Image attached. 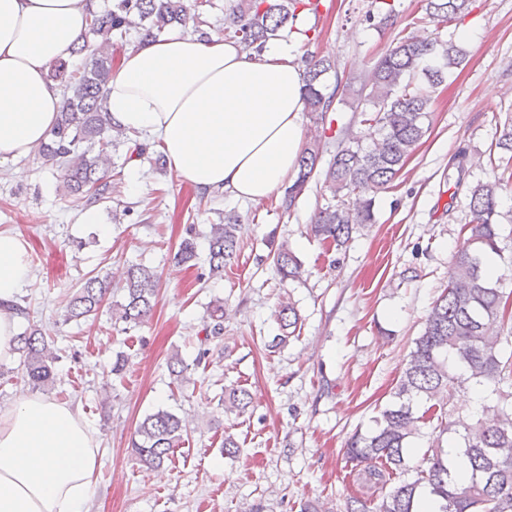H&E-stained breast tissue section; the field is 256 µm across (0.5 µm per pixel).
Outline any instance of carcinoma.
<instances>
[{
	"label": "carcinoma",
	"mask_w": 512,
	"mask_h": 512,
	"mask_svg": "<svg viewBox=\"0 0 512 512\" xmlns=\"http://www.w3.org/2000/svg\"><path fill=\"white\" fill-rule=\"evenodd\" d=\"M210 0H113L112 8L89 10L90 23L82 44L72 54L85 55L82 67L68 70L62 60L53 77L63 87V106L50 140L37 149L43 165L60 173L67 193L93 205L112 199L109 170L112 149L122 140L130 143L128 158H140L146 145L112 120L105 90L112 75V38H123L134 29L142 43L168 27H183L201 40L208 38L204 19ZM321 0H235L225 18L228 36L246 52L259 54L265 44L282 33H292L297 13L317 15ZM425 18L435 23L427 37L412 32L396 42L376 61L367 79L353 90L359 123L368 126L356 132L353 126L332 135L327 116L339 92L347 86L336 82L328 90L326 80L337 65L329 57H303L306 82L305 109L310 119L322 125L321 139L305 148L294 182L284 192L282 206L289 211L315 177L323 180L331 202L317 209L311 234L341 250L362 224L374 222L376 196L392 187L407 159L430 129L431 106L436 90L449 76L466 66V52L438 29L460 22L472 12V0H421ZM393 5L380 0L365 21L377 27L393 25ZM332 150L327 167L317 170L322 154ZM491 150L504 169H512V115L499 125ZM502 183L496 179L469 188L471 221L452 256L448 285L432 303L423 329L413 341L392 399L378 411L373 426L355 432L347 441L346 463L361 493L347 499L345 512H420L421 503L435 502L438 512H512V352L502 347L504 334H512V314H507L505 277L491 267L498 255V217ZM237 216L224 215V222L209 225L208 277H224V269L240 251ZM197 233L191 229L174 255L189 264L197 258ZM281 278L299 281L305 273L296 253L281 242L272 255ZM123 300L108 302V277L88 278L68 299L66 320H85L109 303L112 317L128 325L146 321L155 306L158 274L142 264H132L123 273ZM206 336L218 337L224 330V304L217 300L209 311ZM278 333L265 343L279 350L300 329L301 316L295 303L280 301L275 310ZM18 369L39 390L52 389L58 355L36 329L18 336ZM472 386L485 392L482 411L471 421L450 420L457 393ZM224 410L244 412L252 397L244 388L224 390ZM431 428L432 438L423 463L410 467L414 443ZM187 421L157 409L141 419L130 445L146 469H157L169 460L188 432ZM459 448L469 467L452 473L448 448ZM414 471L406 480L403 475Z\"/></svg>",
	"instance_id": "1"
}]
</instances>
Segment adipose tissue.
Returning <instances> with one entry per match:
<instances>
[{"label":"adipose tissue","mask_w":512,"mask_h":512,"mask_svg":"<svg viewBox=\"0 0 512 512\" xmlns=\"http://www.w3.org/2000/svg\"><path fill=\"white\" fill-rule=\"evenodd\" d=\"M86 0H0V163L46 141L63 106L49 70L87 27ZM293 48L261 54L213 34L176 31L128 51L106 104L155 141L198 190L259 201L291 181L305 147L302 69ZM31 279L26 243L0 232V363L15 355L14 308ZM96 432L79 405L25 394L0 412V512H87L98 478Z\"/></svg>","instance_id":"obj_1"}]
</instances>
